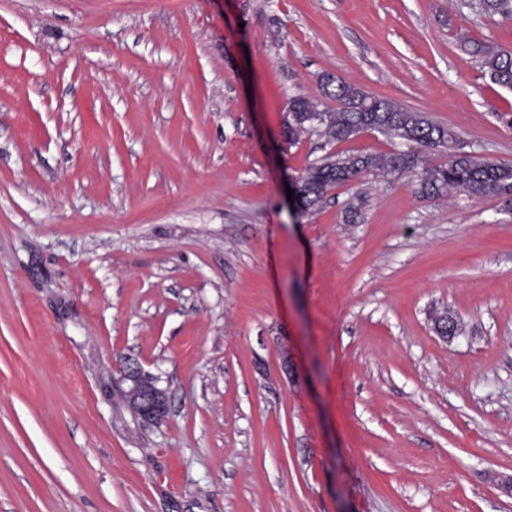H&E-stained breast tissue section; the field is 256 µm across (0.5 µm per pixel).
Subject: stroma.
Returning a JSON list of instances; mask_svg holds the SVG:
<instances>
[{
  "mask_svg": "<svg viewBox=\"0 0 512 512\" xmlns=\"http://www.w3.org/2000/svg\"><path fill=\"white\" fill-rule=\"evenodd\" d=\"M463 33L512 51L479 0H0V512H512V203L423 196L434 151L285 189L395 149L288 145L325 73L512 164ZM117 385L133 414L142 422L163 419L168 410L166 391L157 385V378L138 363L126 362L119 370Z\"/></svg>",
  "mask_w": 512,
  "mask_h": 512,
  "instance_id": "1",
  "label": "stroma"
}]
</instances>
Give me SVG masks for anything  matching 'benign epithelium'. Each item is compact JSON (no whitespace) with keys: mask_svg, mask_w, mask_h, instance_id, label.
<instances>
[{"mask_svg":"<svg viewBox=\"0 0 512 512\" xmlns=\"http://www.w3.org/2000/svg\"><path fill=\"white\" fill-rule=\"evenodd\" d=\"M117 385L133 414L146 423L163 419L168 410L166 391L157 385V378L137 363L120 368Z\"/></svg>","mask_w":512,"mask_h":512,"instance_id":"obj_1","label":"benign epithelium"}]
</instances>
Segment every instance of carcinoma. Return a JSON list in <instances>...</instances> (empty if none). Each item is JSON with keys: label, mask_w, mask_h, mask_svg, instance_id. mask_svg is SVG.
<instances>
[{"label": "carcinoma", "mask_w": 512, "mask_h": 512, "mask_svg": "<svg viewBox=\"0 0 512 512\" xmlns=\"http://www.w3.org/2000/svg\"><path fill=\"white\" fill-rule=\"evenodd\" d=\"M481 9L489 17L512 18V0H481ZM464 50L479 59L495 84L512 90L511 53L475 41L464 42ZM320 91L323 96L335 99L339 107L321 108L318 102L305 96L292 98L288 103V126L284 127L289 144L298 143L307 134H317L329 144H338L372 130L400 141L409 151L379 155L338 151L324 156L301 176L306 208L316 206L332 188L363 172H383L417 163L416 147L436 150L446 157L445 162L425 169L421 181L423 196L492 195L512 200V166L465 150L453 129L331 74L322 76Z\"/></svg>", "instance_id": "1"}]
</instances>
